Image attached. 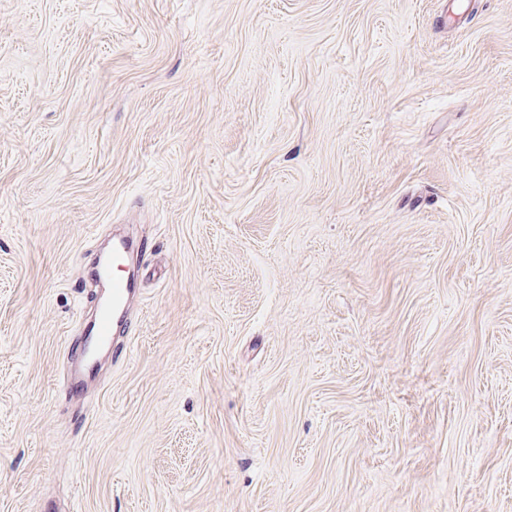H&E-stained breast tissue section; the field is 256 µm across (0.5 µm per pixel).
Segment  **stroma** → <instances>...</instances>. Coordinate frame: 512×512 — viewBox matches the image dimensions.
<instances>
[{"label":"stroma","instance_id":"1","mask_svg":"<svg viewBox=\"0 0 512 512\" xmlns=\"http://www.w3.org/2000/svg\"><path fill=\"white\" fill-rule=\"evenodd\" d=\"M0 512H512V0H0ZM127 249L128 242L125 239H113L112 253L100 265L98 279L104 292L99 297L96 315L84 322L81 361L64 380L69 393L82 392L83 386L94 377L97 356L111 345L114 329L124 317L136 291L129 279L112 278V265L118 263L122 266Z\"/></svg>","mask_w":512,"mask_h":512}]
</instances>
